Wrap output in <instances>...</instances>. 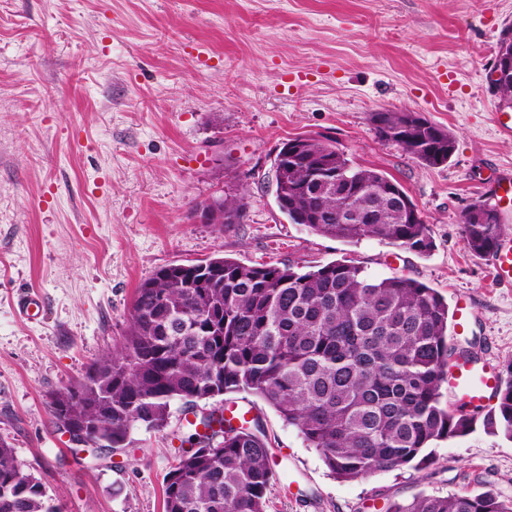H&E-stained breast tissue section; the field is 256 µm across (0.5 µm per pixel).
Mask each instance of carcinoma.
Segmentation results:
<instances>
[{
  "label": "carcinoma",
  "instance_id": "cac0c4a2",
  "mask_svg": "<svg viewBox=\"0 0 512 512\" xmlns=\"http://www.w3.org/2000/svg\"><path fill=\"white\" fill-rule=\"evenodd\" d=\"M379 140L401 147L427 167L455 148L449 131L403 112L369 116ZM299 159L274 164L280 211L309 232L357 244L379 239L418 253L433 247L430 226L403 188L380 170L354 165L329 142L300 139ZM326 165L333 181L317 185L310 170ZM241 197L224 198V223L243 218ZM462 215L471 252L490 254L502 234L498 210ZM217 266L209 287L197 268ZM448 303L409 277L373 278L351 261L302 271L291 264L246 266L224 256L188 263L170 280L155 275L137 288L122 345L84 378L53 394L49 415L63 410L89 419L118 450L138 425L168 426L171 403L247 393L274 409L316 449L330 471L349 480L407 464L430 463L432 444L466 435L477 420L512 439V365L486 413L442 403L448 360ZM217 423L205 452L181 450L164 489L165 512H265L274 478L259 419L253 426ZM13 448L0 439V512H58L35 476L19 478ZM386 512H512V500L490 491L419 494Z\"/></svg>",
  "mask_w": 512,
  "mask_h": 512
}]
</instances>
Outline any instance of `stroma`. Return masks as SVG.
Listing matches in <instances>:
<instances>
[{"instance_id": "1", "label": "stroma", "mask_w": 512, "mask_h": 512, "mask_svg": "<svg viewBox=\"0 0 512 512\" xmlns=\"http://www.w3.org/2000/svg\"><path fill=\"white\" fill-rule=\"evenodd\" d=\"M512 0H0V439L60 512H163L182 401L168 426L134 429L129 448L73 451L47 410L118 347L139 285L160 269L218 255L247 266L349 260L374 277L424 282L456 308L457 346L512 362V287L467 247L461 217L512 170L508 106L489 74ZM409 110L451 131L448 162L425 167L380 141L368 120ZM331 141L399 182L431 228L419 254L353 245L289 223L273 165L289 139ZM244 195L237 224H201L206 202ZM39 291L46 314L20 320ZM210 409L259 415L275 477L267 512H385L420 493L512 498V440L483 425L437 442L433 462L343 481L251 395ZM16 305L19 316L29 323L37 322L45 309L42 295L35 291L21 294Z\"/></svg>"}]
</instances>
